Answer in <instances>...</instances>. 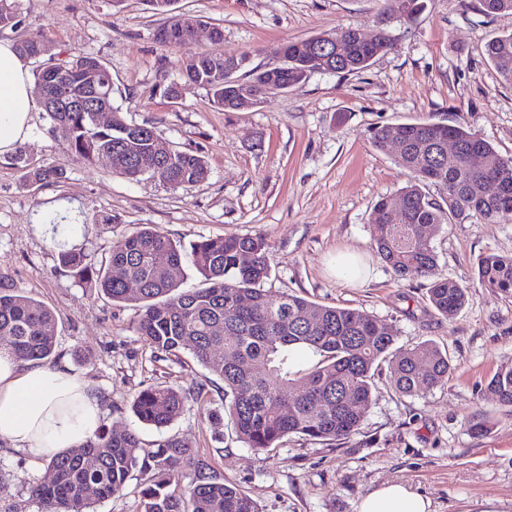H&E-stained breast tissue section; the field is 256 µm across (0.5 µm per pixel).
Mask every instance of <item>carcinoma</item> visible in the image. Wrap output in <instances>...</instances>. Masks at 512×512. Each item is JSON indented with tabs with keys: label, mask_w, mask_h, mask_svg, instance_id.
I'll return each instance as SVG.
<instances>
[{
	"label": "carcinoma",
	"mask_w": 512,
	"mask_h": 512,
	"mask_svg": "<svg viewBox=\"0 0 512 512\" xmlns=\"http://www.w3.org/2000/svg\"><path fill=\"white\" fill-rule=\"evenodd\" d=\"M486 14L512 13V0H479ZM15 0H0V27L15 25ZM157 41L184 50L181 73L202 85L213 102L224 107V55L193 50L189 32L171 19L156 34ZM391 46V37L378 29L370 46L357 44L354 32L344 34L340 54L325 61L334 73L354 74ZM18 53L39 62L35 85L49 95L95 82L98 101L112 112L105 128L94 124L89 112H51L52 136L81 161L92 164L101 154L121 153L129 179L150 175L175 189L204 180L203 157L181 151L168 156L158 149L155 130L127 121L113 105L112 76L96 57L78 53L56 58L49 43L22 41ZM486 54L502 79L512 85V33L494 37ZM307 79L301 65L290 64L279 80L265 69L235 80L239 91L265 95L278 81L293 88ZM451 138L457 150L448 153L440 142ZM398 139L404 148L396 163L408 175L392 209L390 198L376 202L370 215L371 245L399 280L419 276L428 280L432 309L451 320L465 306L470 288H485L512 296V256L487 253L478 258L475 283L464 286L441 275L435 251L422 244L426 235L448 224L477 220L483 224L512 222V157L505 158L487 141L461 125L433 122L390 123L376 127L373 146L381 151ZM481 159L480 164L473 157ZM26 178L47 182L57 176L51 168H29L22 155L14 156ZM504 190L493 193L488 183ZM443 191L436 200L423 186ZM193 265L203 277L198 288L182 290L173 277L161 275L159 263L178 268L181 245L154 227L121 235L104 267L93 268L74 250L60 252L71 276L100 290L113 302L132 304L139 311L137 330L165 355L189 351L193 358L224 383V411L237 438L247 447L265 451L283 438L298 434L321 441L345 440L357 433L373 395L375 371L387 364L395 391L414 396L443 385L454 372L448 351L426 340L412 348L392 350L393 328L359 309L314 303L283 294L271 297L263 285L269 276L267 243L261 237L225 235L191 247ZM55 315L44 303L9 288L0 289V337L9 340L8 352L20 361L45 365L56 337ZM293 348L307 350L317 362L303 376L289 363ZM486 390L500 403L512 406V365L493 375ZM185 396L172 388L152 386L133 399L139 421L162 429L181 413ZM51 483L30 486V497L42 512H93V504L123 491L132 471L150 474L141 491V512H258L250 497L200 458L187 442L176 437L145 448L133 431H99L79 451L49 461ZM193 468L194 479L177 494L182 470Z\"/></svg>",
	"instance_id": "obj_1"
}]
</instances>
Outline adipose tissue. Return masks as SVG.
Here are the masks:
<instances>
[{
  "label": "adipose tissue",
  "instance_id": "adipose-tissue-1",
  "mask_svg": "<svg viewBox=\"0 0 512 512\" xmlns=\"http://www.w3.org/2000/svg\"><path fill=\"white\" fill-rule=\"evenodd\" d=\"M34 108L27 62L14 41L0 39V156L28 139ZM102 418L101 396L66 364L23 363L0 352V441L49 460L94 437ZM357 512H431V502L387 482L367 493Z\"/></svg>",
  "mask_w": 512,
  "mask_h": 512
}]
</instances>
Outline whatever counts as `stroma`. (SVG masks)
<instances>
[{
	"mask_svg": "<svg viewBox=\"0 0 512 512\" xmlns=\"http://www.w3.org/2000/svg\"><path fill=\"white\" fill-rule=\"evenodd\" d=\"M423 3L406 20L396 0H175L168 14L145 0H17L15 27L0 29L1 39L49 41L62 54L97 57L129 122L153 126L173 149L208 162L203 181L176 189L146 176L130 180L106 161L72 158L49 134L46 113L35 110L20 149L58 176L34 183L12 156L0 157V286L53 310L52 360L101 395L103 429L135 431L147 448L169 436L188 441L259 512H356L361 497L388 481L429 498L433 512H482L489 500L512 512V406L484 390L512 362V297L473 285L480 255L512 256V223L468 221L431 238L440 273L472 287L450 320L429 308L424 279L398 280L371 247L374 204L408 179L391 151L373 147L375 126L461 124L512 156V85L484 51L488 39L512 32V14H484L478 0ZM173 13L202 19L196 49L244 58L248 71L280 64L288 43L339 28L371 35L383 27L392 45L363 72L315 73L253 108L226 111L182 79L181 50L158 43L155 33ZM215 26L224 34L218 44L209 36ZM74 220L80 229H71ZM147 225L186 247L226 234L262 237L268 294L366 311L393 326L396 348L434 341L456 370L415 396L398 394L379 373L371 407L348 439L292 435L267 451L247 448L230 419L207 417L224 407L222 381L189 352L156 353L136 330V307L108 301L59 262L65 248L103 266L121 234ZM344 250L360 255L357 279L336 275ZM154 385L187 396L160 430L131 409ZM477 422L487 434H471ZM52 477L46 460L0 443V512H39L29 488Z\"/></svg>",
	"mask_w": 512,
	"mask_h": 512,
	"instance_id": "1",
	"label": "stroma"
}]
</instances>
